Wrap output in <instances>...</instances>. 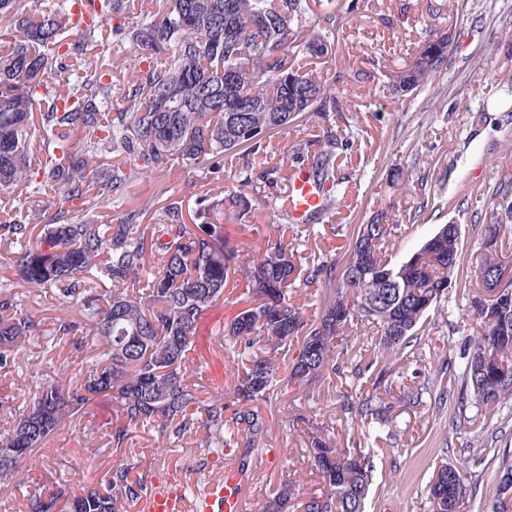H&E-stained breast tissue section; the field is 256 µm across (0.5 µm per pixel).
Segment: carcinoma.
<instances>
[{"label": "carcinoma", "mask_w": 512, "mask_h": 512, "mask_svg": "<svg viewBox=\"0 0 512 512\" xmlns=\"http://www.w3.org/2000/svg\"><path fill=\"white\" fill-rule=\"evenodd\" d=\"M20 0H0V22L17 16L14 28L0 31V197L26 184L54 188L55 212L38 234L16 217L0 224V239L16 245L12 261L21 280L35 290L54 288L66 297L83 296L84 318L59 322L54 339L85 330L83 345H94L96 359L75 377L57 369L53 382L41 387L28 412L0 434V479L21 468L50 434L78 415L90 402L108 398L122 423L112 429L114 452L130 428L156 424L163 437L177 439L200 421L205 447L238 461L240 478L250 475L252 455L263 450L266 423L252 405L268 402L290 383L319 376L336 354H348L345 328L358 321L375 328L386 350L413 340L428 309L450 287L468 292L453 279L459 266L460 232L445 224L406 261L392 265L385 244L392 228L385 217L363 224L342 269L340 292L317 320L290 302L288 287L300 277L313 283L332 266L302 269L284 240L268 246L264 256L239 263L224 225V208L236 209L242 222L249 213L237 196L214 194L184 221L182 205L161 208L157 222L142 226L135 212L118 224H99L89 214L97 199L118 197L142 169H165L205 162L241 146L266 148L270 131L286 128L294 114L334 112L336 100L315 70L303 63L321 57L335 41L336 0H326L322 35L304 38L307 0H161L157 12L112 25V15L126 12L125 0H30L18 14ZM90 19L73 26V7ZM128 48L147 68L134 75L116 105L114 71L126 58L107 48L109 39ZM456 47L452 34L429 32L408 64L389 74L394 93L422 92ZM50 81L64 93L39 92ZM39 118V148L32 147V126ZM81 134V149L70 137ZM45 161L32 166V157ZM117 159L108 176L95 177L104 156ZM336 155L314 154L310 173L325 192L334 185ZM42 181H37V177ZM84 211L74 223L70 214ZM502 223L491 224L478 270L485 292L496 291L487 306L475 293L471 306L484 333L471 341L461 373L478 404L495 410L512 399V287L503 283ZM112 283L106 295L85 288V275ZM252 288L251 306L223 326L238 347L237 402L243 409L224 419V392L204 400L187 382L186 352L224 294L229 273ZM144 283L148 293L128 288ZM34 319L15 295L0 291V369L29 344ZM298 354L288 357L291 346ZM288 371L285 377L280 371ZM307 457L321 479L320 492L300 505L302 512H364L376 448H338L317 429L306 434ZM134 466L120 461L103 482L66 499V512H121L123 505L148 496L152 486L132 477ZM512 459L502 464L491 512H512ZM295 482L285 478L264 512H284ZM464 478L454 466H439L429 483L431 512H458ZM65 499L62 490L40 492L30 512H47Z\"/></svg>", "instance_id": "cac0c4a2"}]
</instances>
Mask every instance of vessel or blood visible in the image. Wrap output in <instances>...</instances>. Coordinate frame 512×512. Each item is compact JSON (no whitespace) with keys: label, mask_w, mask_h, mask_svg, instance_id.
I'll list each match as a JSON object with an SVG mask.
<instances>
[{"label":"vessel or blood","mask_w":512,"mask_h":512,"mask_svg":"<svg viewBox=\"0 0 512 512\" xmlns=\"http://www.w3.org/2000/svg\"><path fill=\"white\" fill-rule=\"evenodd\" d=\"M323 191L308 171L293 174L288 186V211L293 223H307L321 205ZM147 512H241V490L237 479L207 483L199 501H188L179 483L155 485L147 501Z\"/></svg>","instance_id":"1"}]
</instances>
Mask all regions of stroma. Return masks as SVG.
<instances>
[{"label":"stroma","mask_w":512,"mask_h":512,"mask_svg":"<svg viewBox=\"0 0 512 512\" xmlns=\"http://www.w3.org/2000/svg\"><path fill=\"white\" fill-rule=\"evenodd\" d=\"M426 5L427 0H359L354 13L337 12L335 48L313 61L328 79L336 111L304 113L288 128L273 131L257 154L240 148L201 168L177 162L160 172H143L126 199L98 201L97 222L119 223L146 198L162 206L181 201L184 213L191 214L214 192L241 191L249 218L225 220L239 259L261 255L268 240L282 234L302 263L315 257L338 266L359 226L377 213H387L397 225L386 252L394 265L442 225L455 224L461 233L457 274L480 289L477 260L484 230L495 221L497 192L512 191V112L494 104L512 80V0H447L436 16ZM432 29L462 34V45L414 100L397 101L388 74L404 66L408 52ZM352 70L361 71L360 80L344 79V72ZM329 128L338 137L339 186L332 213L317 224H282L265 193L243 187L242 181L267 172L284 183L290 170L312 162L316 140ZM11 256V248L0 241V289L16 293L37 324L38 338L19 350L0 379V431L12 426L59 366L76 372L96 357L95 350L75 348L65 338L43 343L58 319L80 320L79 306L56 290L27 288ZM247 302L243 278L229 275L223 304L209 311L186 359L188 381L202 394L223 390L229 406L236 383L222 325ZM479 330L467 296L456 288L431 307L419 340L407 348L386 351L370 329L352 325L347 338L354 357L337 359L335 370L260 404L267 451L252 462L253 472L242 482V512H259L294 471L301 482L288 512H300L299 503L319 489L320 478L305 455V430L313 424L340 448H369L375 437L387 439L388 453L374 459L365 512H430L428 486L442 462L464 477L461 512H490L499 463L512 453V401L488 413L471 398L466 411H459L457 393L446 391L440 375L444 368L461 372L462 356ZM375 365L390 368L389 380L378 388L371 372ZM370 391L378 396L373 413L342 412L343 393ZM115 419L114 405L103 400L61 426L16 477L0 484V512H29L35 490L46 484L70 495L78 492L80 481L103 477L120 460L112 447ZM205 436L204 428L194 427L171 442L148 425L131 431L127 452L138 463L136 475L152 483L223 478L232 462L204 454Z\"/></svg>","instance_id":"obj_1"}]
</instances>
